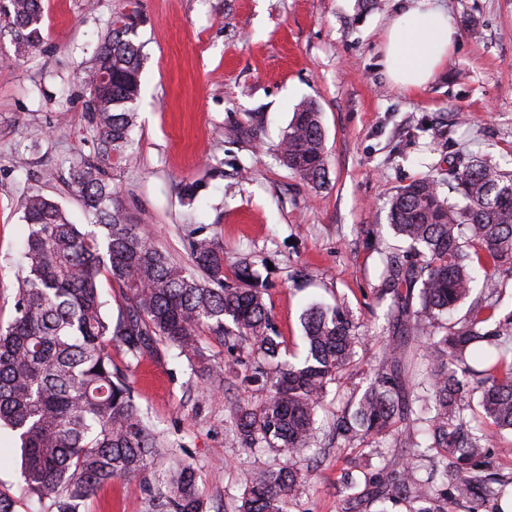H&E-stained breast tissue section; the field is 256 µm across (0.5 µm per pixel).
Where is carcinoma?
I'll list each match as a JSON object with an SVG mask.
<instances>
[{
  "label": "carcinoma",
  "instance_id": "1",
  "mask_svg": "<svg viewBox=\"0 0 512 512\" xmlns=\"http://www.w3.org/2000/svg\"><path fill=\"white\" fill-rule=\"evenodd\" d=\"M18 52L43 43L42 0H8L0 10ZM133 23L111 22L84 82L96 150L69 167L66 184L83 201L88 224L71 223L41 191L21 200L28 234L26 274L16 315L0 329V426L20 443L25 499L46 512H80L98 489L140 477L151 512H206L195 465L151 425L135 401L112 346L126 367L162 344L179 351L204 377L219 378L200 333L206 329L242 351L245 379L266 389L257 407L234 412V433L249 448H275L290 464L253 471L237 512H288L296 483L292 462L317 447L316 417L330 385L347 373L360 336L339 308L302 315L306 355L279 360L280 342L250 264L224 276V250L212 237L189 241L191 263L179 265L117 203L112 159L133 149L141 47ZM278 159L301 179H326L318 108L301 103L277 145ZM460 194L452 201L439 185ZM394 233L408 244L385 260L377 289L400 338L388 343L373 374L336 413V436L348 445L392 432L409 448L357 479L347 475L341 512H448L498 498L491 430L512 432V312L495 319L512 281V170L478 155L448 157V168L401 186L390 200ZM487 275L485 296L471 298L474 264ZM121 289L117 317L104 310L99 276ZM472 299L466 314L451 312ZM427 341L425 371L408 380V343Z\"/></svg>",
  "mask_w": 512,
  "mask_h": 512
}]
</instances>
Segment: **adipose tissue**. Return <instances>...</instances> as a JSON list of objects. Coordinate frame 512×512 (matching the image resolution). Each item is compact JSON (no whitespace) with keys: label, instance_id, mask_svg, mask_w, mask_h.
<instances>
[{"label":"adipose tissue","instance_id":"obj_1","mask_svg":"<svg viewBox=\"0 0 512 512\" xmlns=\"http://www.w3.org/2000/svg\"><path fill=\"white\" fill-rule=\"evenodd\" d=\"M452 30L442 7L411 4L387 26L384 64L394 84L404 90L425 85L448 58Z\"/></svg>","mask_w":512,"mask_h":512}]
</instances>
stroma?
Instances as JSON below:
<instances>
[{"label": "stroma", "instance_id": "obj_1", "mask_svg": "<svg viewBox=\"0 0 512 512\" xmlns=\"http://www.w3.org/2000/svg\"><path fill=\"white\" fill-rule=\"evenodd\" d=\"M434 2L453 26L452 50L427 85L402 91L386 74L382 39L403 0L375 9L362 0H43L39 49L16 56L10 33H0V326L15 316L23 195L43 191L74 223L87 221L63 183L96 140L83 75L107 24L131 17L143 71L134 150L112 172L118 203L174 262L188 263L199 233L223 246L226 277L251 263L282 360L304 357L301 315L314 302L343 307L362 338L348 378L318 411L321 461L313 469L297 462L288 508L339 512L344 475L402 454L394 434L376 439L370 456L331 431L392 338L377 288L385 256L404 244L390 228L388 201L451 152L512 165V0ZM305 100L316 103L325 133L319 186L276 155ZM185 183L197 185L195 201L181 196ZM201 338L223 385L164 346L127 376L153 423L184 445L207 512H236L250 472L286 458L236 442L232 408L259 405L267 393L244 381L236 351L209 333ZM20 463L16 439L1 427V491L20 495ZM83 509L149 512L150 504L140 478H122Z\"/></svg>", "mask_w": 512, "mask_h": 512}]
</instances>
